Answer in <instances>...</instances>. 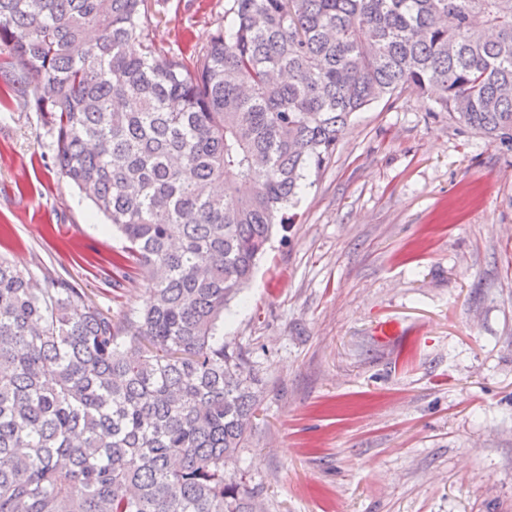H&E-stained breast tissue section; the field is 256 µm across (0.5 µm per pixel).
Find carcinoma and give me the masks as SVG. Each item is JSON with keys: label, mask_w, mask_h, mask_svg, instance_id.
Listing matches in <instances>:
<instances>
[{"label": "carcinoma", "mask_w": 512, "mask_h": 512, "mask_svg": "<svg viewBox=\"0 0 512 512\" xmlns=\"http://www.w3.org/2000/svg\"><path fill=\"white\" fill-rule=\"evenodd\" d=\"M144 2L0 0L6 77L149 295L119 319L0 258V512H256L218 322L302 182L408 85L512 150V0H232L191 68L129 52Z\"/></svg>", "instance_id": "1"}]
</instances>
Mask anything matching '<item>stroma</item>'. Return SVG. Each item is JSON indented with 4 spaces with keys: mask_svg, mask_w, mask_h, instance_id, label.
I'll return each instance as SVG.
<instances>
[{
    "mask_svg": "<svg viewBox=\"0 0 512 512\" xmlns=\"http://www.w3.org/2000/svg\"><path fill=\"white\" fill-rule=\"evenodd\" d=\"M229 6L145 0V42L193 63ZM287 214L224 312L260 396L229 475L260 512H512V151L410 87L350 116ZM122 248L0 74V256L121 318L147 297Z\"/></svg>",
    "mask_w": 512,
    "mask_h": 512,
    "instance_id": "1",
    "label": "stroma"
}]
</instances>
